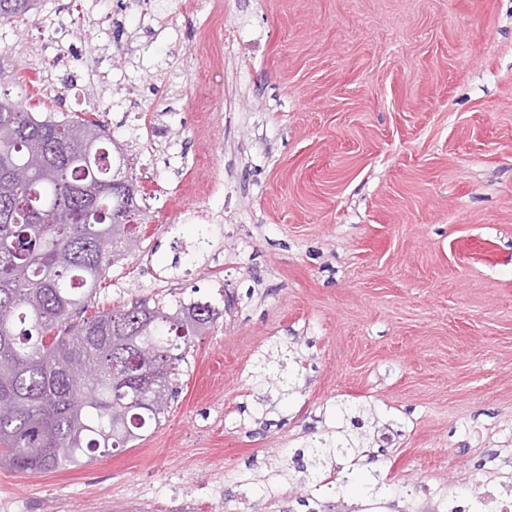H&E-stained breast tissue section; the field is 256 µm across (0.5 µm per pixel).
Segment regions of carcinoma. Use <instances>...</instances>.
<instances>
[{
    "mask_svg": "<svg viewBox=\"0 0 512 512\" xmlns=\"http://www.w3.org/2000/svg\"><path fill=\"white\" fill-rule=\"evenodd\" d=\"M35 2L0 0V22ZM79 141L91 144L87 160L73 152ZM121 157L99 123L32 112L0 91V459L18 472L78 468L159 425L190 338L217 315L205 305L144 301L96 315L74 333L67 328L70 311L141 233L138 189L118 170ZM14 165L28 170L27 182L11 179ZM139 346L152 356H139ZM76 365L84 369L78 381ZM267 371L277 401L293 396L296 375L284 363ZM336 415L344 426L299 452L305 482L369 447L365 409L342 402Z\"/></svg>",
    "mask_w": 512,
    "mask_h": 512,
    "instance_id": "carcinoma-1",
    "label": "carcinoma"
}]
</instances>
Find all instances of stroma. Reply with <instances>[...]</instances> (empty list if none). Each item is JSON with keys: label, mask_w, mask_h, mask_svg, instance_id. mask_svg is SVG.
<instances>
[{"label": "stroma", "mask_w": 512, "mask_h": 512, "mask_svg": "<svg viewBox=\"0 0 512 512\" xmlns=\"http://www.w3.org/2000/svg\"><path fill=\"white\" fill-rule=\"evenodd\" d=\"M39 2L0 24V88L23 97L19 76L55 71L128 175L154 180L136 245L70 325L138 300L218 315L157 427L79 468L0 465V506L133 512L141 494L153 512H424L500 476L512 0H88L78 26ZM289 350L298 390L268 403L261 363ZM342 401L376 417L359 480L304 483L295 457Z\"/></svg>", "instance_id": "1"}]
</instances>
